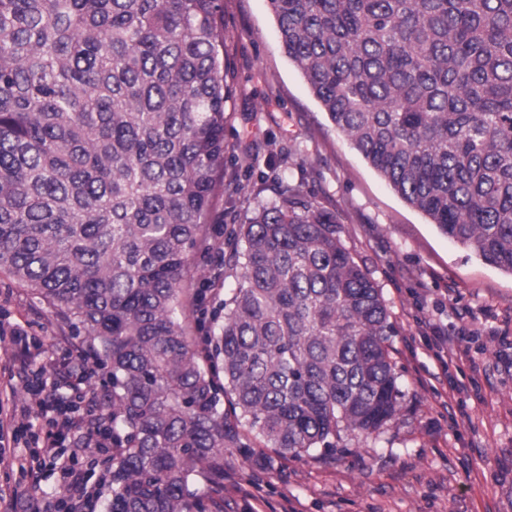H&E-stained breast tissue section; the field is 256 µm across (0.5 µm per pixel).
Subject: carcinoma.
Here are the masks:
<instances>
[{"mask_svg":"<svg viewBox=\"0 0 512 512\" xmlns=\"http://www.w3.org/2000/svg\"><path fill=\"white\" fill-rule=\"evenodd\" d=\"M329 120L409 206L512 275V0H269ZM222 0H0V272L107 370L105 512H206L224 457L304 459L398 415L395 335L296 187L224 240L201 353L183 271L224 184Z\"/></svg>","mask_w":512,"mask_h":512,"instance_id":"obj_1","label":"carcinoma"}]
</instances>
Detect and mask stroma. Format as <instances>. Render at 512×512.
<instances>
[{"instance_id":"1","label":"stroma","mask_w":512,"mask_h":512,"mask_svg":"<svg viewBox=\"0 0 512 512\" xmlns=\"http://www.w3.org/2000/svg\"><path fill=\"white\" fill-rule=\"evenodd\" d=\"M226 104L224 187L210 236L278 199L280 181L335 215L347 249L370 270L396 334L391 357L399 376V414L379 436L352 438L335 454L272 465L224 461L223 493L213 475L195 489L216 512H512V275L481 261L408 206L339 134L279 43L268 0H224ZM184 283L202 288L187 306L190 333L217 332L223 303L238 282L223 260L196 249ZM0 316L32 325L34 351L63 360L59 337L75 330L29 290L0 273ZM445 336L473 361L441 369L430 344ZM477 377L478 395L455 387ZM17 454L42 471L0 463V495L27 494L33 506L64 498L61 472L37 444L46 418L32 407ZM250 486V494L236 485Z\"/></svg>"}]
</instances>
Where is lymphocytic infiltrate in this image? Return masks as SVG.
I'll return each mask as SVG.
<instances>
[{"label": "lymphocytic infiltrate", "mask_w": 512, "mask_h": 512, "mask_svg": "<svg viewBox=\"0 0 512 512\" xmlns=\"http://www.w3.org/2000/svg\"><path fill=\"white\" fill-rule=\"evenodd\" d=\"M0 336L9 337L13 346L9 362L0 367V402L6 401L11 405L9 414L0 418V432L8 428L17 434L28 427L26 406L13 402L17 387L22 386L42 408L53 412L49 420L51 429L41 448L43 456L50 461L58 459L56 444L61 436L70 438L72 452L76 455L90 448H111L112 426L108 414L102 411L101 399L89 396L86 410L81 413L66 409L56 390L57 385L69 386L75 381L89 379L86 353L73 350L70 361L57 366L30 354L29 346L33 340L30 324L0 322Z\"/></svg>", "instance_id": "1"}]
</instances>
